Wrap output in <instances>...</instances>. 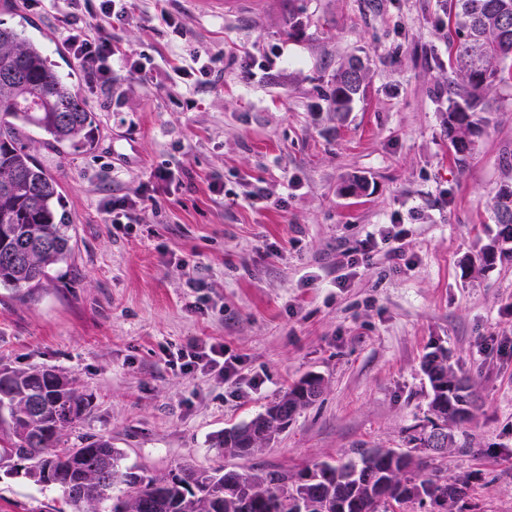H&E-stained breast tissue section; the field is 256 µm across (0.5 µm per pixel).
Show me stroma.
Here are the masks:
<instances>
[{
  "mask_svg": "<svg viewBox=\"0 0 512 512\" xmlns=\"http://www.w3.org/2000/svg\"><path fill=\"white\" fill-rule=\"evenodd\" d=\"M119 52L149 80L76 87L97 114L87 151L34 143L76 226L72 258L28 295L0 289V365L66 373L92 404L68 442L111 438L152 476L224 466L297 472L369 448L408 449L431 419L425 355L447 351L473 405L435 465L467 482L448 512H512V259L485 263L493 200L512 182V80L479 108L482 133L457 161L448 82L458 25L445 0H129ZM0 22L46 39L60 73L76 63L51 8L0 0ZM219 55L209 81H175L190 50ZM367 78L351 111L325 98L340 64ZM159 167L135 224L104 208ZM367 189L345 195L344 181ZM224 184L211 193L212 181ZM265 198L252 199L253 187ZM407 236L387 237L393 225ZM375 247L357 248L366 237ZM192 342L222 343L236 382L180 373ZM322 392L274 442L240 458L214 448L305 376ZM0 512H69L59 491L0 471Z\"/></svg>",
  "mask_w": 512,
  "mask_h": 512,
  "instance_id": "35a3bbf8",
  "label": "stroma"
}]
</instances>
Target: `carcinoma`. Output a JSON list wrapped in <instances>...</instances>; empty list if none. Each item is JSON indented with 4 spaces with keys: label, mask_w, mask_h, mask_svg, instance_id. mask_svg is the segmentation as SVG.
Segmentation results:
<instances>
[{
    "label": "carcinoma",
    "mask_w": 512,
    "mask_h": 512,
    "mask_svg": "<svg viewBox=\"0 0 512 512\" xmlns=\"http://www.w3.org/2000/svg\"><path fill=\"white\" fill-rule=\"evenodd\" d=\"M449 11L465 30L455 53L461 83H448V137L457 159L465 161L480 131L476 111L486 90L512 79V0H451ZM76 73H58L40 40L25 37L0 23V289L28 292L50 279L71 258L76 243L63 187L23 143L25 131H36L60 150L88 149L96 139L97 117L79 96ZM366 68L332 75L327 95L333 110L348 112L360 93ZM67 111L70 117L61 118ZM500 230L483 248L491 264L512 256V184L495 197ZM443 350L428 353L422 369L430 385L432 414L452 425L469 416L466 380L448 379V395L437 404L435 360ZM40 406L29 408L32 396ZM309 405L297 387L269 404L250 420L217 436L215 447L239 457L270 444L296 412ZM90 402L74 381L52 368L13 369L0 386V469L15 460L28 462L26 475L42 487H57L71 512H122L125 505L143 504L141 512H297L300 506L329 499L334 512H388L429 498L442 506L464 494L429 469L435 456L415 457L408 451L380 456L364 451L337 464L314 463L296 475L260 470H181L151 477L122 465L123 454L112 439L100 436L68 446L64 432L88 411ZM106 466L110 480L87 482L85 470ZM120 494H113L117 487Z\"/></svg>",
    "instance_id": "cac0c4a2"
}]
</instances>
